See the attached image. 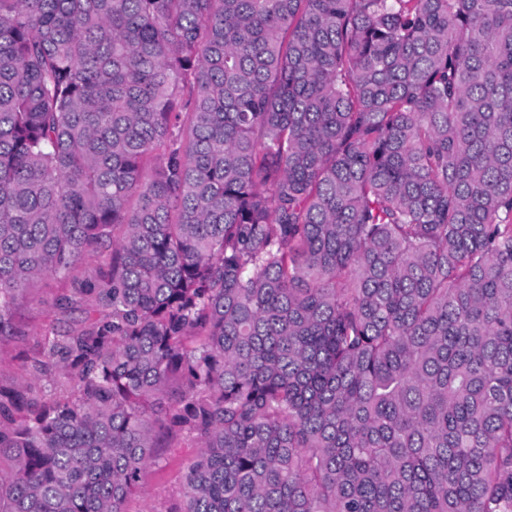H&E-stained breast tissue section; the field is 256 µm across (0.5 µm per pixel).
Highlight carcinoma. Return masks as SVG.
Listing matches in <instances>:
<instances>
[{
    "mask_svg": "<svg viewBox=\"0 0 512 512\" xmlns=\"http://www.w3.org/2000/svg\"><path fill=\"white\" fill-rule=\"evenodd\" d=\"M0 512H512V0H0ZM104 262V257L87 255L77 264L73 276L38 283L30 298L19 302L15 321L22 332L0 342V384L30 382L45 399L49 398L44 389L48 379L29 381L31 360L43 355L48 338L81 326L85 304L75 295V288H79L83 280L94 279ZM63 294L71 295L75 302L67 311L57 305V299ZM201 448L191 439L169 441L158 448L154 463L142 475L141 488L128 500L129 512H170L181 503L184 467Z\"/></svg>",
    "mask_w": 512,
    "mask_h": 512,
    "instance_id": "1",
    "label": "carcinoma"
}]
</instances>
